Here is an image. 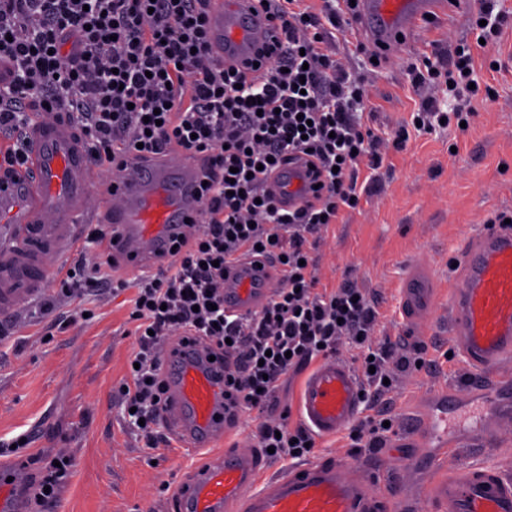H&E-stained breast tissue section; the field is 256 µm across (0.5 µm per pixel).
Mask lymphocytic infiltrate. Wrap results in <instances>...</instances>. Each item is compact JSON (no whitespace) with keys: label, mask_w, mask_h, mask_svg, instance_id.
Returning a JSON list of instances; mask_svg holds the SVG:
<instances>
[{"label":"lymphocytic infiltrate","mask_w":512,"mask_h":512,"mask_svg":"<svg viewBox=\"0 0 512 512\" xmlns=\"http://www.w3.org/2000/svg\"><path fill=\"white\" fill-rule=\"evenodd\" d=\"M211 0H0V175L25 163L27 127L66 118L94 167L112 174L130 158L173 152L201 156L203 209L155 273L139 278L130 300L136 348L119 389L128 425L146 448H166L159 429L166 401L162 355L184 336L224 355L226 423L255 413L257 447L274 458L306 460L316 438L277 410L289 375L313 361L357 351L365 414L351 444L379 440L389 414L391 363L428 369L423 348L400 351L379 339V313L354 280L318 288L314 252L330 225L356 209L361 165L378 168L403 147L358 115L368 99L334 51L331 28L342 13L308 0H266L280 39L272 61L251 71L211 63ZM313 166L321 192L283 208L270 176L297 161ZM99 250L80 258L64 289L85 297L113 278L112 230L99 229ZM275 262L282 285L257 311L229 313L224 274L240 258Z\"/></svg>","instance_id":"obj_1"}]
</instances>
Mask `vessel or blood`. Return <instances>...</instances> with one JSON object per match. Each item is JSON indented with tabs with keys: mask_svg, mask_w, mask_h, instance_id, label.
I'll return each instance as SVG.
<instances>
[{
	"mask_svg": "<svg viewBox=\"0 0 512 512\" xmlns=\"http://www.w3.org/2000/svg\"><path fill=\"white\" fill-rule=\"evenodd\" d=\"M464 0H356L354 18L379 57L408 42L427 16L450 17ZM216 59L246 67L271 49L278 23L252 0H214L209 16ZM91 182L86 148L69 127L57 122L34 126L24 171L0 188V224L10 227L0 243V308L19 305L48 282L47 267L64 254L71 229L83 217ZM317 180L304 163L279 170L271 180L275 197L298 204L315 193ZM197 165L172 153L150 165L132 163L112 180L117 203L110 214L112 252L137 271L168 253L186 220L198 219L202 199ZM457 275L449 290L453 350L468 368L466 391L439 389L426 396L425 409L411 427L419 461L438 468L456 448L496 447L512 421V226L488 224L466 234L453 257ZM280 282L262 258L239 261L224 278V306L234 314L259 309ZM401 311L417 332L431 313L427 282L406 277ZM164 374L170 402L163 414L172 434L188 448L211 447L224 434V362L206 343L192 339L167 349ZM361 385L342 359L322 360L306 377L300 396L304 422L321 436L350 427L360 414ZM261 465L255 447L243 441L212 456L197 470L177 500L178 512H391L400 490L381 488L377 479L348 475L336 458L288 468L266 485L254 478ZM420 498L438 512H512V481L496 466L479 463L452 478L424 486ZM0 512H27L24 490L0 484Z\"/></svg>",
	"mask_w": 512,
	"mask_h": 512,
	"instance_id": "obj_1",
	"label": "vessel or blood"
}]
</instances>
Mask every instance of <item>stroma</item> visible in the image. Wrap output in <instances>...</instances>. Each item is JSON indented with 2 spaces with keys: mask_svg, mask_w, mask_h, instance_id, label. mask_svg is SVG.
Returning a JSON list of instances; mask_svg holds the SVG:
<instances>
[{
  "mask_svg": "<svg viewBox=\"0 0 512 512\" xmlns=\"http://www.w3.org/2000/svg\"><path fill=\"white\" fill-rule=\"evenodd\" d=\"M498 38L480 43L477 8L434 18L412 43L378 63L357 50V35L337 36L336 57L365 84L371 106L364 122L387 135L405 128V147L390 153L380 169L363 170L367 187L358 209L331 225L319 250V285L333 288L354 272L380 312L379 330L391 341L425 343L433 362L428 372L399 378L391 395L394 420L409 424L421 412L425 392L465 387L469 374L452 355L448 316H434L430 332L417 336L399 312V290L411 268L431 287L447 288L448 264L465 231H477L499 212L512 211V0H498ZM470 54L478 93L462 90L438 101L444 113L458 112L465 127L434 125L414 130L425 96L413 83V66L430 61L437 83L448 80L460 53ZM95 172L84 223L74 225L72 245L50 267L52 281L18 307L0 311V442L25 437L32 477L46 460L65 452L70 476L57 503L42 512H172L177 491L203 465L207 452L180 445L148 449L123 418L118 389L136 345L129 320L130 290L68 298L61 279L81 254H94L91 237L109 223ZM414 449L350 447L333 436L317 441L316 455L344 459L355 475L375 474L382 487H402L400 512H412L415 496L406 486L404 460ZM19 456V457H22ZM18 456L0 455L13 472Z\"/></svg>",
  "mask_w": 512,
  "mask_h": 512,
  "instance_id": "1",
  "label": "stroma"
}]
</instances>
